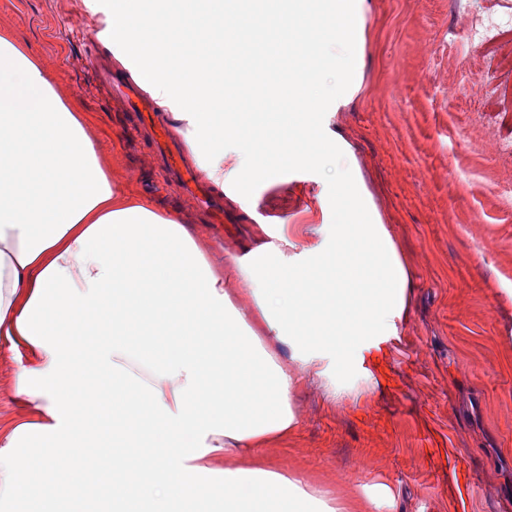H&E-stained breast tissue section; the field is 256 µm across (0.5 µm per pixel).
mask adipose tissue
Masks as SVG:
<instances>
[{
	"label": "adipose tissue",
	"mask_w": 512,
	"mask_h": 512,
	"mask_svg": "<svg viewBox=\"0 0 512 512\" xmlns=\"http://www.w3.org/2000/svg\"><path fill=\"white\" fill-rule=\"evenodd\" d=\"M368 11L367 0H113L118 60L136 59L133 78L192 117L217 186L243 195L289 166L336 161L325 244L285 236L227 257L246 305L191 226L121 190L82 113L0 35V337L31 351L13 388L39 414L0 433V504L82 502V462L108 454L113 512H183L189 484L216 512H367L368 492L333 498L254 459L299 427L302 372L327 358L349 380L362 346L408 314L404 256L351 144L318 124L360 88ZM271 136L274 156H213ZM103 382L112 400L100 401ZM224 456L238 466L220 467Z\"/></svg>",
	"instance_id": "obj_1"
}]
</instances>
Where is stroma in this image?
<instances>
[{
	"mask_svg": "<svg viewBox=\"0 0 512 512\" xmlns=\"http://www.w3.org/2000/svg\"><path fill=\"white\" fill-rule=\"evenodd\" d=\"M113 0H0V34L39 60L88 115L122 188L199 225L217 257L321 221L328 170L293 167L225 200L207 223L167 180L150 139L99 88L92 55L114 61ZM362 91L330 118L349 140L409 265L407 319L364 351L363 369L323 397L307 383L294 436L267 461L329 495L367 489L370 512H512V0H370ZM33 360L0 341V428L33 412L13 376Z\"/></svg>",
	"mask_w": 512,
	"mask_h": 512,
	"instance_id": "1",
	"label": "stroma"
}]
</instances>
